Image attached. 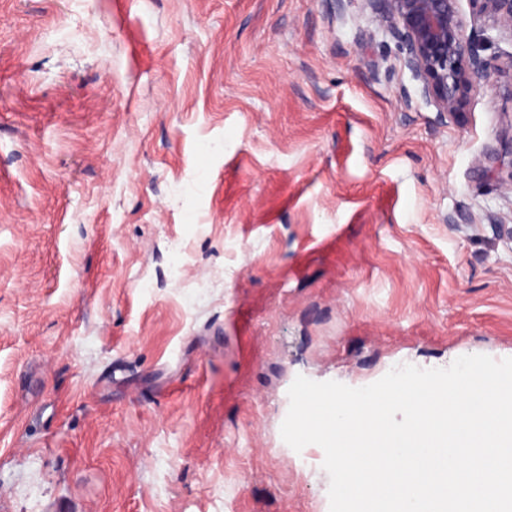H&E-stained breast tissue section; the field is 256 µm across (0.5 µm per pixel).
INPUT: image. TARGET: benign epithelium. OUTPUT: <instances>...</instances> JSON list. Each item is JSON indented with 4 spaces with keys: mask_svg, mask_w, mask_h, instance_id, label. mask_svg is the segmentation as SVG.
I'll use <instances>...</instances> for the list:
<instances>
[{
    "mask_svg": "<svg viewBox=\"0 0 512 512\" xmlns=\"http://www.w3.org/2000/svg\"><path fill=\"white\" fill-rule=\"evenodd\" d=\"M385 34L397 41L423 100L449 119L489 76L472 37L465 35L459 0H366ZM473 15L494 18L512 37V0H468Z\"/></svg>",
    "mask_w": 512,
    "mask_h": 512,
    "instance_id": "1",
    "label": "benign epithelium"
}]
</instances>
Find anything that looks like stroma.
<instances>
[{
	"label": "stroma",
	"instance_id": "obj_1",
	"mask_svg": "<svg viewBox=\"0 0 512 512\" xmlns=\"http://www.w3.org/2000/svg\"><path fill=\"white\" fill-rule=\"evenodd\" d=\"M456 120L366 0H0V512H329L296 376L512 357V41Z\"/></svg>",
	"mask_w": 512,
	"mask_h": 512
}]
</instances>
